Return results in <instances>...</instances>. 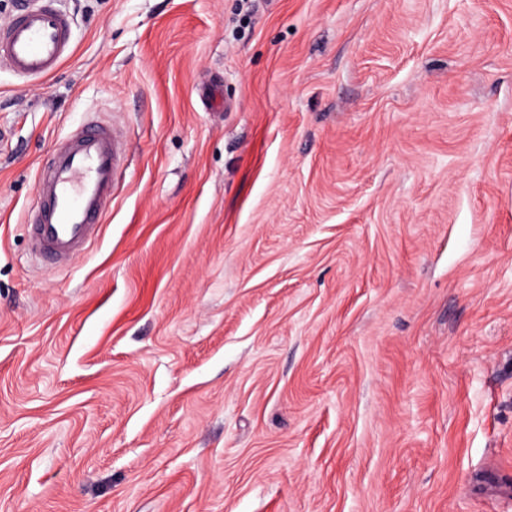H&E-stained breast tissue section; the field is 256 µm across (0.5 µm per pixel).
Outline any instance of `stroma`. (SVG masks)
<instances>
[{
	"label": "stroma",
	"mask_w": 512,
	"mask_h": 512,
	"mask_svg": "<svg viewBox=\"0 0 512 512\" xmlns=\"http://www.w3.org/2000/svg\"><path fill=\"white\" fill-rule=\"evenodd\" d=\"M55 5L71 57L0 65V512H512V0ZM125 154L121 134L104 124L83 127L52 150L27 224L36 255L65 262L98 233Z\"/></svg>",
	"instance_id": "obj_1"
}]
</instances>
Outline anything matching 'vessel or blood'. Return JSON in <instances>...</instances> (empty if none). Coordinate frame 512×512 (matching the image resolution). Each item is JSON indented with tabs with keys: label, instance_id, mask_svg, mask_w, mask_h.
<instances>
[{
	"label": "vessel or blood",
	"instance_id": "b4317fda",
	"mask_svg": "<svg viewBox=\"0 0 512 512\" xmlns=\"http://www.w3.org/2000/svg\"><path fill=\"white\" fill-rule=\"evenodd\" d=\"M72 40L69 18L51 0H17L14 15L0 26V58L19 77L43 79L70 56ZM125 154L120 133L104 124L81 128L52 150L27 224L36 255L65 262L98 233Z\"/></svg>",
	"mask_w": 512,
	"mask_h": 512
}]
</instances>
